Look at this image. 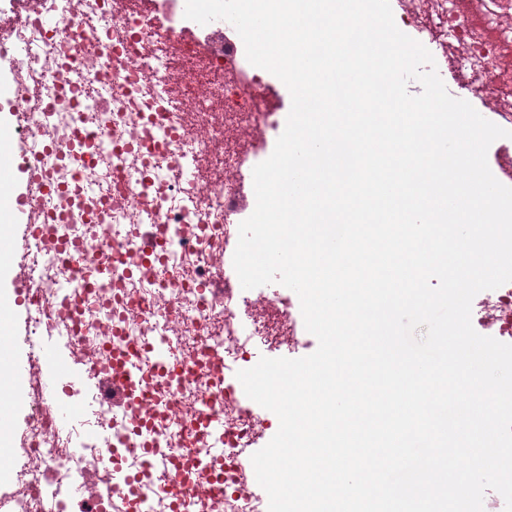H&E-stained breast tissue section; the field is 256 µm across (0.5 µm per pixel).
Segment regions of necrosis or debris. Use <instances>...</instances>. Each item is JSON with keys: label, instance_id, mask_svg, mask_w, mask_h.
Segmentation results:
<instances>
[{"label": "necrosis or debris", "instance_id": "1", "mask_svg": "<svg viewBox=\"0 0 512 512\" xmlns=\"http://www.w3.org/2000/svg\"><path fill=\"white\" fill-rule=\"evenodd\" d=\"M180 3L164 0L159 19L130 0H0V44L17 37L40 48L0 69L12 90L4 109L17 118L15 135L52 146L40 179L59 190L35 201L44 230L25 237L13 262L34 298L28 359L41 367L35 336L55 330L73 361L99 370L141 358L125 424L114 425L99 400L83 422L86 440L58 432L38 398L26 403L20 453L0 460L10 512H261L244 462L266 421L229 377L249 362L248 345L277 350L299 338L286 301L259 303L237 287L232 255L246 215L234 202L261 148L225 146L224 128L244 122L267 138L280 129V109L241 38L216 29L183 40L190 22ZM397 5L428 50L453 52L468 90L512 112V16L501 0ZM46 8L59 26L43 23ZM186 143L195 179L163 176L160 160L178 162ZM149 224L161 245L146 253L140 230ZM104 261L106 282L96 275ZM212 415L224 420L223 443L207 430ZM147 447L167 451L182 473L179 497L159 490ZM116 466L133 483H104ZM92 476L89 498L64 495L65 483Z\"/></svg>", "mask_w": 512, "mask_h": 512}]
</instances>
